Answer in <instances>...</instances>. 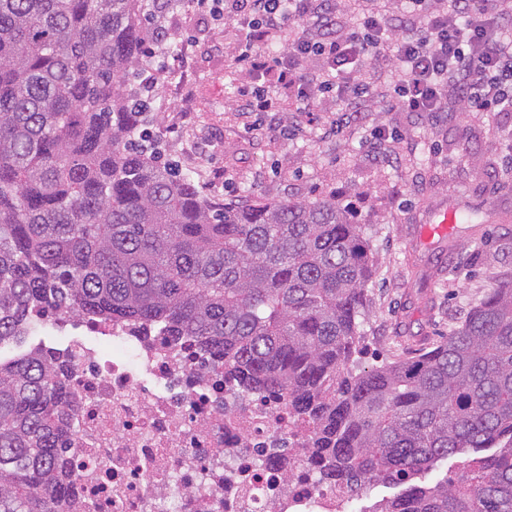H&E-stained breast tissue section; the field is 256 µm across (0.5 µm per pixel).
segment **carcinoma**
<instances>
[{
	"instance_id": "cac0c4a2",
	"label": "carcinoma",
	"mask_w": 512,
	"mask_h": 512,
	"mask_svg": "<svg viewBox=\"0 0 512 512\" xmlns=\"http://www.w3.org/2000/svg\"><path fill=\"white\" fill-rule=\"evenodd\" d=\"M159 29L149 0H0V346L33 308L153 323L311 425L320 481L402 487L378 512H512V280L432 347L352 373L363 225L334 196L223 205L161 162L140 84ZM68 382L40 349L0 363V512L74 495ZM492 451L493 450L478 453L469 451L466 453L457 454L455 456H450L448 457V460H444L438 463L437 469L431 472V474L427 477V481L433 484L445 477L446 474H448V478H454L461 474L462 466H467L470 460L486 455Z\"/></svg>"
}]
</instances>
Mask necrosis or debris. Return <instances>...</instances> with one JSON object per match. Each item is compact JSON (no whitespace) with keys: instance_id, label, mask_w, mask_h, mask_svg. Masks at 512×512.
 Instances as JSON below:
<instances>
[{"instance_id":"necrosis-or-debris-1","label":"necrosis or debris","mask_w":512,"mask_h":512,"mask_svg":"<svg viewBox=\"0 0 512 512\" xmlns=\"http://www.w3.org/2000/svg\"><path fill=\"white\" fill-rule=\"evenodd\" d=\"M64 323L80 474L66 512H354L361 485L318 481L309 426L282 400L235 394L193 340L149 323Z\"/></svg>"}]
</instances>
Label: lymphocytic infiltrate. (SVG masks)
Masks as SVG:
<instances>
[{"instance_id":"1","label":"lymphocytic infiltrate","mask_w":512,"mask_h":512,"mask_svg":"<svg viewBox=\"0 0 512 512\" xmlns=\"http://www.w3.org/2000/svg\"><path fill=\"white\" fill-rule=\"evenodd\" d=\"M493 13L476 0H407L402 27H419L418 37L390 38L380 10L363 12L353 30L330 39L337 0H197L217 20L232 18L245 30V48L232 62L245 66L250 87L241 91L251 111L279 112L283 94L312 107L321 90L335 91L340 123H351L369 90L359 80L366 67L393 64L389 90L400 111L438 113L448 103L468 112H512V0ZM303 32L287 50L266 56L263 45L288 21ZM270 77L269 85L259 80Z\"/></svg>"}]
</instances>
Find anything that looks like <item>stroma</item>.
Returning a JSON list of instances; mask_svg holds the SVG:
<instances>
[{
	"mask_svg": "<svg viewBox=\"0 0 512 512\" xmlns=\"http://www.w3.org/2000/svg\"><path fill=\"white\" fill-rule=\"evenodd\" d=\"M162 26L172 38L155 59L166 75L156 132L164 156L195 171L204 195L236 205L333 195L355 207L376 259L358 367L432 346L487 288L512 277V223L494 218L512 208V180L503 179L512 167V112L398 111L383 64L362 72L373 97L336 136L332 98L313 112L300 111L292 96L275 116L241 110L243 77L231 63L244 38L237 22L212 19L191 2L172 6ZM377 127L388 136L383 161L366 147ZM448 209L485 219L486 241H473L461 222L451 236L424 238ZM450 263L461 266L458 277L441 275Z\"/></svg>",
	"mask_w": 512,
	"mask_h": 512,
	"instance_id": "stroma-1",
	"label": "stroma"
}]
</instances>
